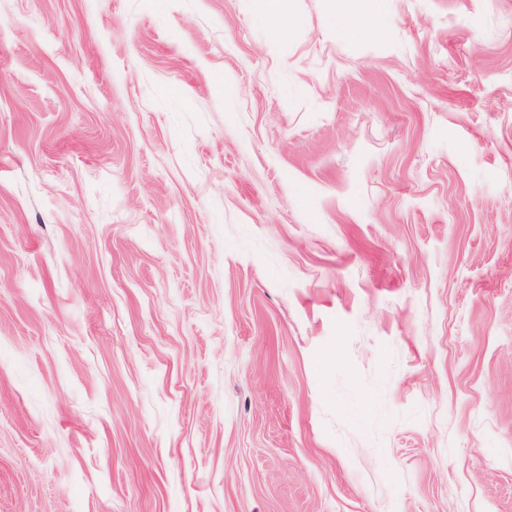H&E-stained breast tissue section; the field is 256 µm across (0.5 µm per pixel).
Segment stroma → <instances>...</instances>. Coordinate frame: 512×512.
<instances>
[{
  "label": "stroma",
  "mask_w": 512,
  "mask_h": 512,
  "mask_svg": "<svg viewBox=\"0 0 512 512\" xmlns=\"http://www.w3.org/2000/svg\"><path fill=\"white\" fill-rule=\"evenodd\" d=\"M0 0V512H512V0ZM257 20L288 30V0H256ZM353 1L357 14L364 18V23L349 25L346 34L350 38H362L368 34L384 28L386 18L375 8L376 0H342Z\"/></svg>",
  "instance_id": "obj_1"
}]
</instances>
